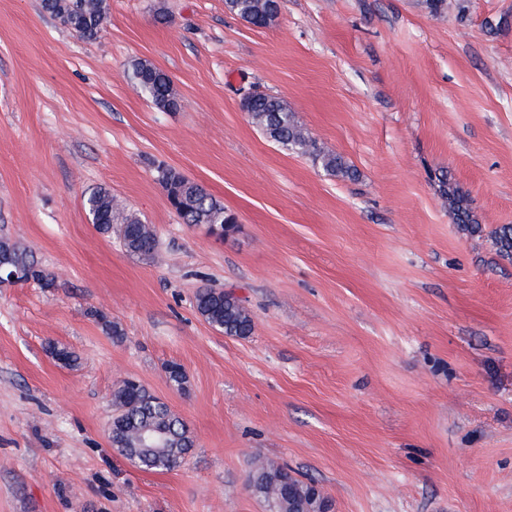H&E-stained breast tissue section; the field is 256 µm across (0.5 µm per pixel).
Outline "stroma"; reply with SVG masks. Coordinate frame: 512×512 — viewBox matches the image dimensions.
Wrapping results in <instances>:
<instances>
[{
  "instance_id": "stroma-1",
  "label": "stroma",
  "mask_w": 512,
  "mask_h": 512,
  "mask_svg": "<svg viewBox=\"0 0 512 512\" xmlns=\"http://www.w3.org/2000/svg\"><path fill=\"white\" fill-rule=\"evenodd\" d=\"M109 5L88 40L40 0H0V235L57 276L0 284V512H267L259 462L332 512H512V258L492 237L512 224V0H282L267 28L224 0ZM137 60L178 109L144 98ZM249 89L358 179L264 137ZM165 167L237 230L183 223ZM444 170L480 232L455 224ZM98 188L154 228L159 260L89 223ZM202 287L240 297L252 335L208 325ZM126 377L188 423L180 468L112 448ZM130 78L141 93L156 107L174 110L179 106L170 77L147 61L132 64Z\"/></svg>"
}]
</instances>
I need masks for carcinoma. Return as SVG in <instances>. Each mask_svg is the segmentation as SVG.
<instances>
[{"label":"carcinoma","mask_w":512,"mask_h":512,"mask_svg":"<svg viewBox=\"0 0 512 512\" xmlns=\"http://www.w3.org/2000/svg\"><path fill=\"white\" fill-rule=\"evenodd\" d=\"M231 13L241 20L265 28L279 17L278 7L270 0H225ZM42 9L51 16L67 17L64 27L75 34L93 39L107 20V0H41ZM130 78L141 93L156 107L174 110L179 106L170 77L147 61L132 64ZM252 122L273 142L300 155H307L321 163L331 175L354 179L357 171L336 153L325 150L295 120L288 104L280 97L256 93L242 102ZM160 182L167 198L186 224H224L227 233L237 229V219L227 212L224 204L206 189L190 180L180 171L169 168L162 171ZM440 191L448 201V210L455 223L477 229L469 201L446 172L439 174ZM84 207L94 227L102 234L117 230L125 251L139 258L150 259L158 251V239L141 217L115 203L110 191L99 188L84 200ZM495 246L500 254L512 256V224H504L493 232ZM0 267L18 270L23 282H35L48 288L56 276L43 268L33 251L8 237H0ZM195 308L200 317L226 336L245 338L252 334L254 323L242 301L231 290L201 288L196 294ZM49 353L66 366L77 364L78 357L68 348L49 345ZM112 406L118 414L112 416L108 432L113 448L127 459L149 470H171L180 465L193 447V439L186 421L161 399L152 395L143 385H131L123 380L112 390ZM169 433V447L162 453L132 454L128 449L138 446L140 436L150 430ZM249 488L262 499L270 512H309L315 508L310 483L304 482L279 466L261 465L250 476Z\"/></svg>","instance_id":"1"}]
</instances>
